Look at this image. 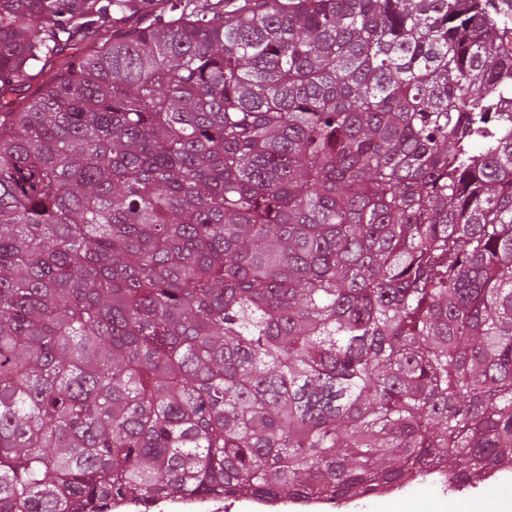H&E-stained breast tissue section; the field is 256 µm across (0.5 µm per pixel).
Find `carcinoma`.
<instances>
[{
	"label": "carcinoma",
	"mask_w": 512,
	"mask_h": 512,
	"mask_svg": "<svg viewBox=\"0 0 512 512\" xmlns=\"http://www.w3.org/2000/svg\"><path fill=\"white\" fill-rule=\"evenodd\" d=\"M510 9L0 0V512L512 462Z\"/></svg>",
	"instance_id": "obj_1"
}]
</instances>
